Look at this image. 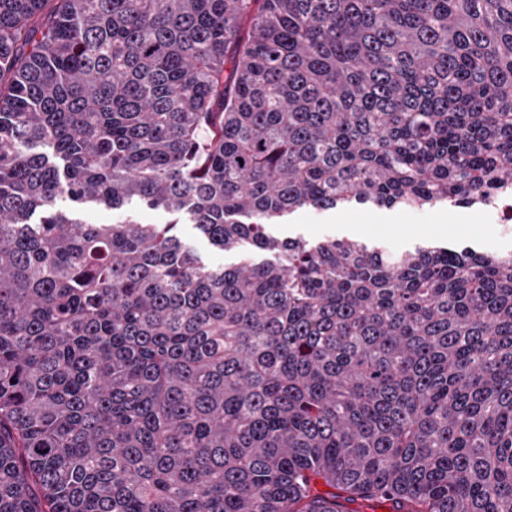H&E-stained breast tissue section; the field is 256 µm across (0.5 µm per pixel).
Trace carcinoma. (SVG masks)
Listing matches in <instances>:
<instances>
[{
  "instance_id": "obj_1",
  "label": "carcinoma",
  "mask_w": 512,
  "mask_h": 512,
  "mask_svg": "<svg viewBox=\"0 0 512 512\" xmlns=\"http://www.w3.org/2000/svg\"><path fill=\"white\" fill-rule=\"evenodd\" d=\"M495 189L512 0H0V512H512V255L268 233ZM181 235L184 236L200 253L203 259L212 265H231L244 260L259 262L266 257H271L270 253L259 251L248 252H223L213 248L207 241L196 238L191 225L182 224L180 227Z\"/></svg>"
}]
</instances>
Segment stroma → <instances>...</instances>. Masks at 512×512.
<instances>
[{"mask_svg": "<svg viewBox=\"0 0 512 512\" xmlns=\"http://www.w3.org/2000/svg\"><path fill=\"white\" fill-rule=\"evenodd\" d=\"M482 204L426 206L415 209L372 205L325 211L301 209L270 232L280 239L302 238L316 243L327 238L359 240L390 253L415 247L469 248L477 252L512 253V240L499 237Z\"/></svg>", "mask_w": 512, "mask_h": 512, "instance_id": "1", "label": "stroma"}]
</instances>
